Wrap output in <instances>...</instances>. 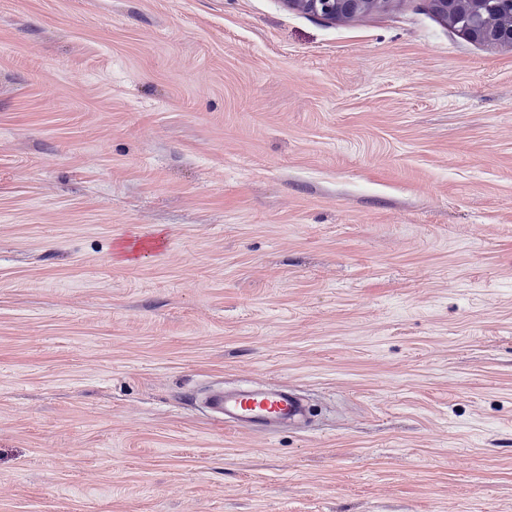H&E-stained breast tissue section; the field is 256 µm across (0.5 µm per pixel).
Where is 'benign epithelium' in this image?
Here are the masks:
<instances>
[{"mask_svg": "<svg viewBox=\"0 0 512 512\" xmlns=\"http://www.w3.org/2000/svg\"><path fill=\"white\" fill-rule=\"evenodd\" d=\"M288 6L327 20H352L380 7L387 0H285ZM433 9L446 21L466 20V33L486 44L512 45V0H431ZM507 4V11L493 24L486 22L489 8Z\"/></svg>", "mask_w": 512, "mask_h": 512, "instance_id": "1", "label": "benign epithelium"}]
</instances>
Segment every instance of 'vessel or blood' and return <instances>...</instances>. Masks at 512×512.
<instances>
[{
    "label": "vessel or blood",
    "instance_id": "1",
    "mask_svg": "<svg viewBox=\"0 0 512 512\" xmlns=\"http://www.w3.org/2000/svg\"><path fill=\"white\" fill-rule=\"evenodd\" d=\"M212 412L237 430L272 433L279 426L300 420L305 408L293 391L285 388H257L209 399Z\"/></svg>",
    "mask_w": 512,
    "mask_h": 512
}]
</instances>
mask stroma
I'll return each instance as SVG.
<instances>
[{"label":"stroma","mask_w":512,"mask_h":512,"mask_svg":"<svg viewBox=\"0 0 512 512\" xmlns=\"http://www.w3.org/2000/svg\"><path fill=\"white\" fill-rule=\"evenodd\" d=\"M0 512H512V46L0 0ZM211 411L224 423L237 430L271 434L276 428L300 420L304 404L287 388H257L238 391L232 395L223 392L209 398Z\"/></svg>","instance_id":"stroma-1"}]
</instances>
